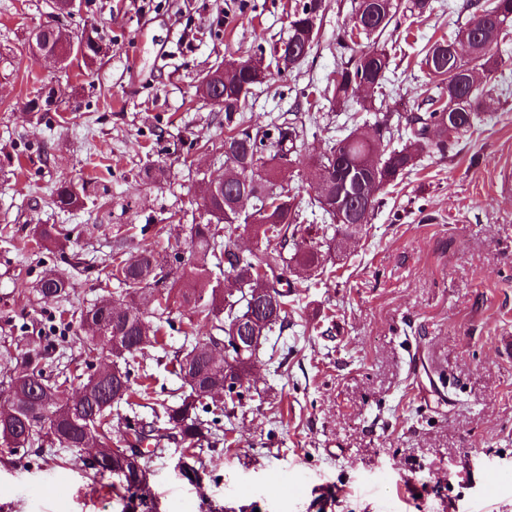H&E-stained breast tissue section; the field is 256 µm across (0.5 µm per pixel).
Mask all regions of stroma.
<instances>
[{
    "instance_id": "obj_1",
    "label": "stroma",
    "mask_w": 512,
    "mask_h": 512,
    "mask_svg": "<svg viewBox=\"0 0 512 512\" xmlns=\"http://www.w3.org/2000/svg\"><path fill=\"white\" fill-rule=\"evenodd\" d=\"M289 2L76 0L60 15L55 0H0V391L50 317L74 323L119 298L104 265L116 238L176 271L200 185L224 174V111L199 85L225 58L269 53L288 34ZM464 2L436 0L411 30L387 28L382 43L400 42L406 56L378 111L417 101L428 80L417 55L466 24ZM350 12L351 0H326L318 48L272 73L242 111L254 130L285 113L305 122L290 185L306 200L315 161L346 117L304 95L332 78ZM52 20L75 36L96 27L108 53L80 67L32 58L29 38ZM495 58L478 133L423 158L328 255L324 279H298L301 300L283 336L260 349L228 443L200 453V485L176 474L180 444L162 442L148 482L160 512H512V196L500 192L512 173V44ZM59 84L67 94L50 112L25 109ZM155 164L164 177L146 178ZM62 180L82 188V205L56 206ZM37 224L54 226L59 245L35 249ZM50 267L68 295L39 294ZM193 316L174 306L163 347L141 356L159 400L182 391L165 365L186 349ZM61 477L64 496L53 491ZM110 484L82 452L0 454V512H121Z\"/></svg>"
}]
</instances>
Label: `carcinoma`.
<instances>
[{"instance_id": "obj_1", "label": "carcinoma", "mask_w": 512, "mask_h": 512, "mask_svg": "<svg viewBox=\"0 0 512 512\" xmlns=\"http://www.w3.org/2000/svg\"><path fill=\"white\" fill-rule=\"evenodd\" d=\"M324 2L294 0L290 5L288 35L281 41L285 49L274 48L271 53L278 71L291 70L299 64L298 57L306 58L318 47ZM465 8L471 17L454 40H436L422 51L419 64L434 79V86L423 91L424 111L395 117L371 112L379 145L359 127L328 141L316 160V170L332 182V195L325 202L317 197L305 201L284 184L283 173L305 145L306 128L285 120L253 132L239 115L253 90L266 82L268 68L246 59L238 63L228 85L224 76L213 72L206 82V95L224 99L227 132L221 147L224 164L236 179L224 186L221 197L210 195L209 186L201 187L204 213L191 225L189 257L175 277L161 274L159 258L149 249L129 255L119 244L112 250L107 268L109 278L122 286L119 309L104 299L83 311L79 320L85 364L107 352L112 368L98 377L89 376L81 385L85 402L71 408L62 402L60 389L81 379L79 367L49 379L31 355H23L0 400V445L12 442L24 448L37 442L50 448L95 449L94 476L112 479V492L123 501L122 512L153 510L148 506L146 482L151 455L141 450L139 460L133 462L115 451L121 442L134 448L179 437L186 451L181 479L199 483V447L212 439L211 422L200 414L218 416L227 405L242 404L248 392L244 382L259 351L246 344L241 351L233 348L231 360L215 362L209 350L213 332L224 333L226 339L243 334L266 338L283 332L296 292L288 280V268L292 264L305 270L320 268L336 242L334 236L312 238L310 227L301 222L303 213L317 208L333 224L339 214L344 224L356 217L368 224L380 198L365 195V186L375 183L380 193L414 171L424 156H444L450 143L478 130L479 112L493 91L485 80L491 51L512 41V0H467ZM401 9V0H354L350 20L337 35L340 47L353 54L337 64L330 81L315 93L314 102L325 100L340 112H349L356 104L370 112L373 96L391 82L395 70L390 53L363 41L381 36ZM68 42L55 23L43 26L34 38L36 47L49 53ZM103 53L102 38L93 29L77 37L76 46L64 51L63 59L86 65ZM55 203L70 209L80 205L81 195L64 180L55 190ZM234 225L265 241V248L240 251L222 241V233ZM33 240L39 249L52 245L53 228L36 225ZM290 242L295 252L287 258L284 252ZM68 288L67 281L51 270L39 280V292L45 297L66 296ZM176 301L193 306L208 328L190 349L176 353L170 361L186 391L173 403L161 405L163 426L130 420L122 441H115L112 397L119 396L132 410L153 400V377L142 371L137 355L160 344V328L153 320L162 319ZM135 375L141 378L136 387L131 383ZM44 414L50 417L45 427L35 423Z\"/></svg>"}]
</instances>
